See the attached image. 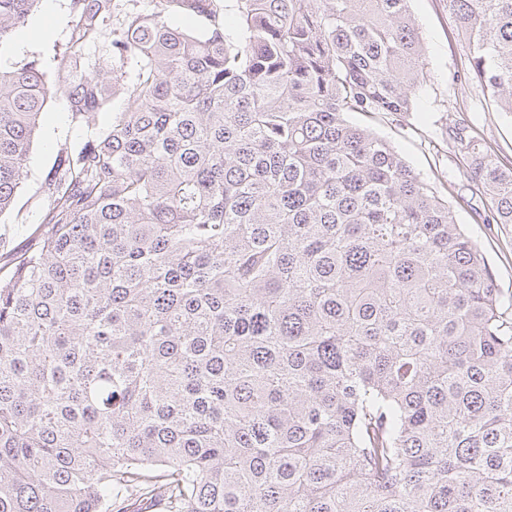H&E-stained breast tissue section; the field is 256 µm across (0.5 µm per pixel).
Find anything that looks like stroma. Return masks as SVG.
I'll return each instance as SVG.
<instances>
[{"label":"stroma","mask_w":512,"mask_h":512,"mask_svg":"<svg viewBox=\"0 0 512 512\" xmlns=\"http://www.w3.org/2000/svg\"><path fill=\"white\" fill-rule=\"evenodd\" d=\"M411 9L426 47L429 77L405 118L348 114L354 125L389 141L422 178L448 201L456 220L484 251L490 270L504 295H512V224H489L477 185L464 174L466 159L458 150L457 134L473 137L512 165V114L497 111L479 84L468 78L467 43L448 0H412ZM70 0H40L29 19L40 29L29 40L14 33L0 45V64L22 67L38 61L52 92L36 129L22 183L13 207L0 215V267H8L29 244V236L48 207L47 184L61 153L78 150L92 132L105 131L113 110L126 108L117 98L112 109L99 112L94 127L72 121L60 89L68 69L60 56L72 30Z\"/></svg>","instance_id":"obj_1"}]
</instances>
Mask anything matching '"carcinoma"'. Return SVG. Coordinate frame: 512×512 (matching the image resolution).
<instances>
[{
  "label": "carcinoma",
  "instance_id": "cac0c4a2",
  "mask_svg": "<svg viewBox=\"0 0 512 512\" xmlns=\"http://www.w3.org/2000/svg\"><path fill=\"white\" fill-rule=\"evenodd\" d=\"M411 0H71L90 125L0 288V512H512V317L448 201L346 115L413 111ZM39 0H0V46ZM512 113V0H448ZM196 17L183 30L168 15ZM50 89L0 66V214ZM512 224V167L459 138ZM112 39V35L109 36V40ZM105 42L102 40L101 42H98L96 44H88L86 45L82 52L83 61L90 64V69L92 70V67L94 63H96L97 70L98 67L102 68L104 71H109V68L111 67V61L108 58L106 50L108 49L106 45H108L109 42ZM99 63V66H98Z\"/></svg>",
  "mask_w": 512,
  "mask_h": 512
}]
</instances>
